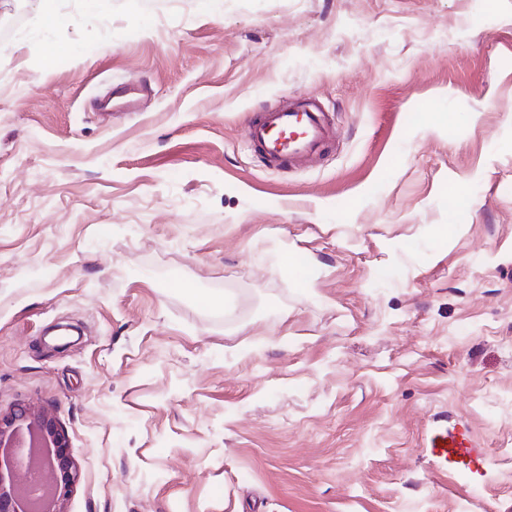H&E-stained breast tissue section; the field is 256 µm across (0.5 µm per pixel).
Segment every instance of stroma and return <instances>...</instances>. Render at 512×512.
<instances>
[{"label": "stroma", "instance_id": "35a3bbf8", "mask_svg": "<svg viewBox=\"0 0 512 512\" xmlns=\"http://www.w3.org/2000/svg\"><path fill=\"white\" fill-rule=\"evenodd\" d=\"M53 9L0 0V410L68 512H512V0ZM297 98L335 138L267 166ZM248 137L271 165L285 166L319 155L334 134L320 108L282 104L253 119L248 124ZM31 431L46 448L42 469L50 481V495L43 512H68L67 501L77 479V472L70 453L68 434L56 418L47 410L19 406L2 413L0 411V447L14 448L15 460L7 467V476L0 472V512L22 511L18 486L22 475L25 447L17 444V438Z\"/></svg>", "mask_w": 512, "mask_h": 512}]
</instances>
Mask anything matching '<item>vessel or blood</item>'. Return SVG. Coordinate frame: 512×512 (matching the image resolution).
<instances>
[{
  "label": "vessel or blood",
  "instance_id": "vessel-or-blood-1",
  "mask_svg": "<svg viewBox=\"0 0 512 512\" xmlns=\"http://www.w3.org/2000/svg\"><path fill=\"white\" fill-rule=\"evenodd\" d=\"M248 137L271 165L285 166L319 155L334 134L320 108L282 104L252 120Z\"/></svg>",
  "mask_w": 512,
  "mask_h": 512
}]
</instances>
